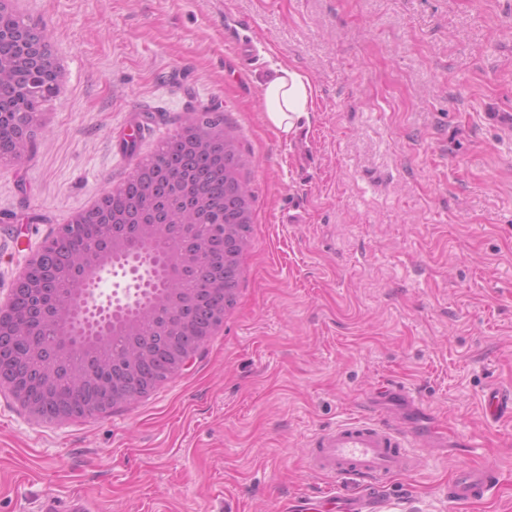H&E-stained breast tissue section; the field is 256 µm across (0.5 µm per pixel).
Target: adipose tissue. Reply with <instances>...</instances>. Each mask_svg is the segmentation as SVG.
I'll use <instances>...</instances> for the list:
<instances>
[{
  "label": "adipose tissue",
  "mask_w": 512,
  "mask_h": 512,
  "mask_svg": "<svg viewBox=\"0 0 512 512\" xmlns=\"http://www.w3.org/2000/svg\"><path fill=\"white\" fill-rule=\"evenodd\" d=\"M262 98L269 125L282 134H292L312 109L311 81L293 67L273 68L262 83Z\"/></svg>",
  "instance_id": "ef3b65f1"
}]
</instances>
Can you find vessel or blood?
<instances>
[{
    "instance_id": "vessel-or-blood-1",
    "label": "vessel or blood",
    "mask_w": 512,
    "mask_h": 512,
    "mask_svg": "<svg viewBox=\"0 0 512 512\" xmlns=\"http://www.w3.org/2000/svg\"><path fill=\"white\" fill-rule=\"evenodd\" d=\"M487 420L512 416V392L494 389L484 399ZM417 437L407 429L372 419L349 421L315 434L305 450L311 472L333 481L354 477L377 486L400 473L414 472L419 457ZM500 482L497 468L485 466L460 474L448 485V499L463 502L484 498Z\"/></svg>"
}]
</instances>
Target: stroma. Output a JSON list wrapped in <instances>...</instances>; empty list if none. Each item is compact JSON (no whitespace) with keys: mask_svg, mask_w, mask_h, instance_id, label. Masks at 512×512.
I'll return each mask as SVG.
<instances>
[{"mask_svg":"<svg viewBox=\"0 0 512 512\" xmlns=\"http://www.w3.org/2000/svg\"><path fill=\"white\" fill-rule=\"evenodd\" d=\"M63 73L32 151L0 162V303L40 244L191 113L246 157L251 242L233 305L190 361L109 414L48 422L0 388V512H287L327 484L304 450L374 418L419 429L410 474L342 495L375 512H512V7L506 0H14ZM238 33L258 47L240 69ZM308 76L291 135L267 122L275 65ZM406 396L378 402L379 385ZM498 489L448 503L456 472ZM484 414L487 420L497 422L512 415V394L510 390L493 389L484 399Z\"/></svg>","mask_w":512,"mask_h":512,"instance_id":"obj_1","label":"stroma"}]
</instances>
